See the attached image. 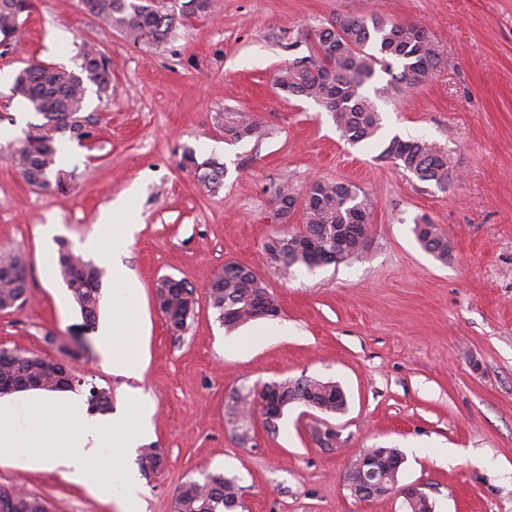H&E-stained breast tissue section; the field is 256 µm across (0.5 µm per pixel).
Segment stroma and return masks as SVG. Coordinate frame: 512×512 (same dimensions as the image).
I'll return each instance as SVG.
<instances>
[{
	"instance_id": "35a3bbf8",
	"label": "stroma",
	"mask_w": 512,
	"mask_h": 512,
	"mask_svg": "<svg viewBox=\"0 0 512 512\" xmlns=\"http://www.w3.org/2000/svg\"><path fill=\"white\" fill-rule=\"evenodd\" d=\"M19 39L0 57V253L22 252L26 301L0 311V349L60 357L78 379L112 391L113 410L142 390L152 399L148 446L165 463L141 476L147 512H173L181 484L205 472L237 477L246 512H405L391 494L355 497L344 475L363 448H396L399 481L421 484L434 512H512V0H212L209 13L177 26L167 42L135 43L83 12L78 0H30ZM382 8L394 25L419 22L440 51L432 75L400 95L366 85L382 119L377 141L352 145L329 112L286 95L277 78L312 54L336 16ZM103 53L112 95L85 93V137L57 133L68 162L62 182L28 185L13 155L43 117L12 87L34 62L77 70L83 47ZM247 112L263 133L224 137L222 117ZM420 137L448 153L458 180L441 189L379 153L392 137ZM215 157L225 173L207 187L181 167L184 150ZM316 181L357 186L369 204L372 243L362 255L310 271L270 262L264 244L278 223L273 188L303 194ZM139 225L122 242L98 218L126 191ZM439 224L447 262L418 244L416 220ZM120 250L136 284L145 370L113 372L57 266L91 232ZM252 269L279 314L229 331L206 288L226 262ZM195 291L188 329L173 335L154 304L158 279ZM287 325L286 338L259 332ZM301 376L333 381L343 413L292 405L276 427L259 414L232 416L263 384ZM0 486L44 497L52 512H123L50 465L0 463Z\"/></svg>"
}]
</instances>
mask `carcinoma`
Returning <instances> with one entry per match:
<instances>
[{"label": "carcinoma", "mask_w": 512, "mask_h": 512, "mask_svg": "<svg viewBox=\"0 0 512 512\" xmlns=\"http://www.w3.org/2000/svg\"><path fill=\"white\" fill-rule=\"evenodd\" d=\"M81 9L112 28L122 32L135 43H160L173 32L176 24L191 17H202L209 12L211 0H184L179 9H173L167 0H79ZM30 8V0H0V46H14L19 30L20 16ZM440 53L426 29L418 23L393 25L383 14L374 12L365 18L338 16L316 33L313 54L281 70L278 85L287 94L315 101L330 112L341 136L350 144L370 142L377 138L381 118L374 102L364 94L365 85L373 78L375 66L391 73V80L382 88L385 93H401L427 80L439 61ZM400 71L393 72V65ZM80 73L52 64L34 63L15 78L14 92L28 100L40 113L44 122L28 134L24 145L16 152L14 162L31 186L49 189L50 174L56 165L54 135L83 128L80 112L86 87L90 82L97 91L112 92V72L109 61L91 48L81 53ZM224 133L233 141H242L259 135L260 125L243 112L230 113L224 119ZM423 182L439 188L448 187L452 175L448 153L438 146L416 138H391L379 154ZM182 164L200 173L203 181L216 185L224 175V166L215 158L199 160L195 151L185 150ZM278 208L275 218L282 224L300 207L304 223L288 230H277L265 243L269 258L285 268L310 266L313 254L305 245L315 242L322 248L319 231L329 228L336 238L345 243L347 253H363V242L348 234L351 228L370 231L368 203L360 190L346 182L318 181L303 196L287 186L275 190ZM413 233L424 251L442 262L448 259L450 244L439 225L430 219L415 223ZM60 276L70 287L74 302L79 307L83 327L92 331L98 320L102 288L106 270L94 261L84 259L63 244L57 254ZM27 268L20 253L0 255V310L13 308L16 299L28 293V277L18 270ZM210 307L222 318L224 312L234 314L232 331L252 320L255 301L276 300L258 275L234 263L224 264L207 289ZM155 306L159 308L172 332L185 331L190 319L183 297L156 286ZM36 380L41 390L69 391L72 386L55 375L53 361L35 354L0 350V383L22 384ZM305 392L327 408L329 413H340L347 406L342 389L328 390L323 382L305 379ZM90 409L106 412L112 404V391L106 387L91 386L87 397ZM162 455L154 448L142 449L138 466L146 474L160 470ZM241 500L240 487L233 477L218 472H207L200 480L189 479L179 488L176 512H236L235 501ZM21 508L17 512H48L47 501L26 493L19 496Z\"/></svg>", "instance_id": "1"}]
</instances>
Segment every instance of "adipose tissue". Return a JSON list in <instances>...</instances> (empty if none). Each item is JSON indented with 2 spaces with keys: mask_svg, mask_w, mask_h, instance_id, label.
Listing matches in <instances>:
<instances>
[{
  "mask_svg": "<svg viewBox=\"0 0 512 512\" xmlns=\"http://www.w3.org/2000/svg\"><path fill=\"white\" fill-rule=\"evenodd\" d=\"M112 305L114 314L100 331L105 361L118 373H129L142 361L135 290L120 259L112 261Z\"/></svg>",
  "mask_w": 512,
  "mask_h": 512,
  "instance_id": "adipose-tissue-1",
  "label": "adipose tissue"
}]
</instances>
